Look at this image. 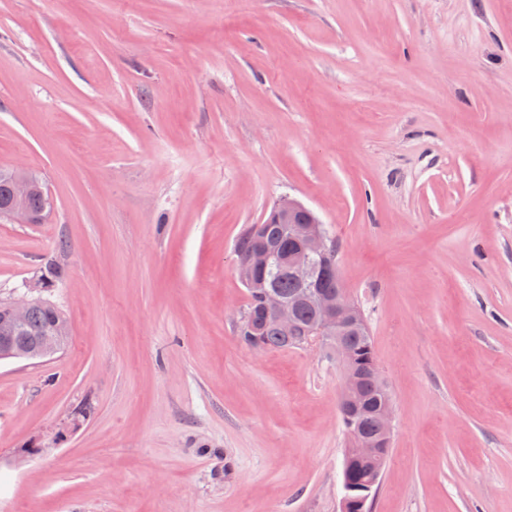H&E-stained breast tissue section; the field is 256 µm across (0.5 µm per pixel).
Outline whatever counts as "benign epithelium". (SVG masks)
<instances>
[{
	"instance_id": "7a95c632",
	"label": "benign epithelium",
	"mask_w": 512,
	"mask_h": 512,
	"mask_svg": "<svg viewBox=\"0 0 512 512\" xmlns=\"http://www.w3.org/2000/svg\"><path fill=\"white\" fill-rule=\"evenodd\" d=\"M10 184L11 199L0 206V219L14 224L41 223L42 218L28 209L26 200L33 193L46 194L43 183L27 176L25 169L18 167L10 177ZM267 224L286 225L288 240L296 246V251L289 255V264L293 276L303 285L298 294L285 297L272 289L265 278L268 268L278 259V253L265 242ZM249 232L256 248L248 258L238 261V279L262 298L266 314L272 317L281 335L292 341L298 338L308 344L320 340L328 342L342 371L339 411L354 419L360 416L361 402L357 395L358 381L363 373L368 375L373 387L384 398L379 412L381 425L378 436L372 437L362 427H357L349 436L342 468L341 512H372L378 480L391 447L394 412L389 389L377 361L359 365L343 340L348 330L364 326L360 308L344 288L326 290L318 286V279L323 273L342 283L336 261V243L327 234L319 217L302 202L289 196L281 198L264 221L250 225ZM53 286L54 282L43 274L30 286L27 294L0 303V361L39 360L64 348L70 327L62 317L39 341L28 344L17 340L30 309L45 301L43 292ZM301 302L312 304L318 311L313 324L302 333L297 331L295 319L296 307ZM356 459L367 465V475L361 483L351 479Z\"/></svg>"
}]
</instances>
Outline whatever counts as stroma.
I'll use <instances>...</instances> for the list:
<instances>
[{
    "mask_svg": "<svg viewBox=\"0 0 512 512\" xmlns=\"http://www.w3.org/2000/svg\"><path fill=\"white\" fill-rule=\"evenodd\" d=\"M17 166L0 300L59 266L71 336L0 363V512H340L330 346L238 334L285 195L389 388L372 512H512V0H0ZM25 172L26 170L22 167H18L13 171L9 179L11 199L8 203L2 205L0 219L11 221L14 224H40L43 219L35 213L47 215L50 206L46 202L45 195L48 196V194L42 181L38 182L32 179ZM37 192L44 196L40 194L31 195ZM27 198L28 207L26 205Z\"/></svg>",
    "mask_w": 512,
    "mask_h": 512,
    "instance_id": "1",
    "label": "stroma"
}]
</instances>
